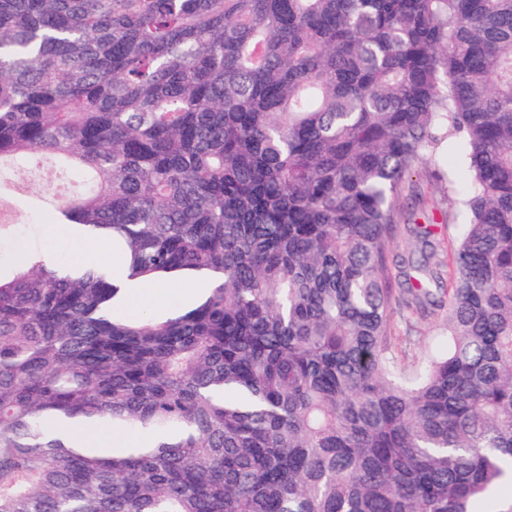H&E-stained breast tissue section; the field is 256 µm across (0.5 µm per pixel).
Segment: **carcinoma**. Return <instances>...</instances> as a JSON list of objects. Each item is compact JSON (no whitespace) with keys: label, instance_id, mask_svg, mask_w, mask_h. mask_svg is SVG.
<instances>
[{"label":"carcinoma","instance_id":"1","mask_svg":"<svg viewBox=\"0 0 512 512\" xmlns=\"http://www.w3.org/2000/svg\"><path fill=\"white\" fill-rule=\"evenodd\" d=\"M452 135L469 222L396 283ZM48 157L113 264L0 277V512H512V0H0V164ZM437 294L409 369L392 316ZM421 251H426V253H429L430 248H424L422 243L415 237L405 231H402L399 233L393 244L392 256L395 260H399L400 257H408V255H413L416 258H420ZM191 285V288H167L166 286L155 285H137L130 288L124 298V306L131 310L136 307L151 306L162 308L171 303L196 302L201 295V290L205 288V284L195 275L191 281L182 282L181 286ZM443 302L428 305L426 312L417 321L413 322V331L409 333L410 341H405L407 336V325L399 315L395 316L393 336H399V350H402L401 363L410 365L421 361L430 351L442 349L444 346L443 336L444 320L447 315L448 305L444 298ZM87 433L88 439L92 444L103 448H112V445L117 446L119 444H125L132 440L137 443L146 441V437L143 435L129 437L128 435L123 433L96 430H88Z\"/></svg>","mask_w":512,"mask_h":512}]
</instances>
